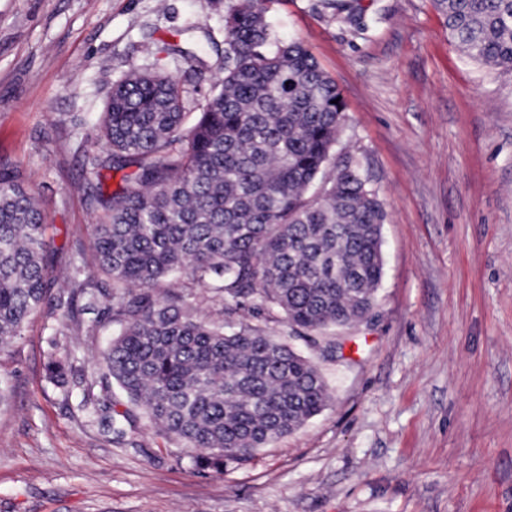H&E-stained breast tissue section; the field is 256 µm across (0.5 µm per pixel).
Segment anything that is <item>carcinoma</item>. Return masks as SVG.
Wrapping results in <instances>:
<instances>
[{
  "label": "carcinoma",
  "mask_w": 512,
  "mask_h": 512,
  "mask_svg": "<svg viewBox=\"0 0 512 512\" xmlns=\"http://www.w3.org/2000/svg\"><path fill=\"white\" fill-rule=\"evenodd\" d=\"M266 2L227 0L224 76L199 112L162 71L112 83L98 124L109 153L85 151L83 164L123 172V185L92 195L97 272L70 262L54 297L60 335L89 314L117 327L84 394L101 424L122 436L136 408L198 469L249 462L329 401L320 371L262 326L266 312L333 355L328 331L370 312L384 274L382 203L353 157L336 161L341 93L301 43L279 37ZM434 3L471 59L512 69V0ZM159 51L205 65L203 44ZM46 228L35 196L0 175V352L49 292ZM183 277L225 318L165 286ZM70 357L51 356L52 381ZM114 385L132 408L115 409Z\"/></svg>",
  "instance_id": "carcinoma-1"
}]
</instances>
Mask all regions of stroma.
I'll return each instance as SVG.
<instances>
[{"instance_id": "35a3bbf8", "label": "stroma", "mask_w": 512, "mask_h": 512, "mask_svg": "<svg viewBox=\"0 0 512 512\" xmlns=\"http://www.w3.org/2000/svg\"><path fill=\"white\" fill-rule=\"evenodd\" d=\"M226 0H0V173L48 216L55 268L91 248L99 118L114 80L162 70L206 97L224 70L162 54L179 32L224 41ZM268 0L339 88L338 153L386 212L384 277L342 356L295 346L332 399L244 465L200 471L139 419L114 439L81 403L110 323L61 336L53 299L0 354V512H512V70L467 57L433 0ZM73 351L66 387L48 356Z\"/></svg>"}]
</instances>
